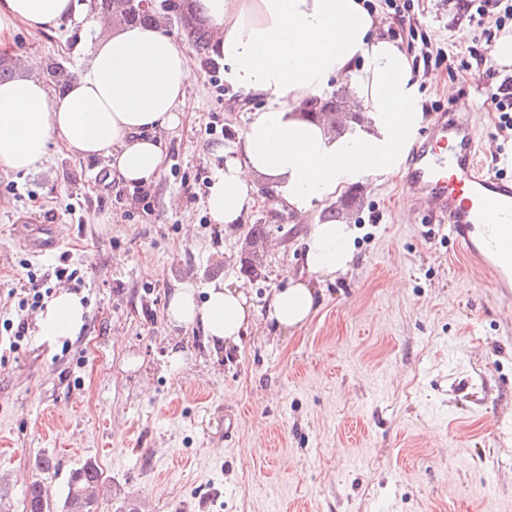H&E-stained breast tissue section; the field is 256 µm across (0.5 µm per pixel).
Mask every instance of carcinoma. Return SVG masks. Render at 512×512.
Masks as SVG:
<instances>
[{"instance_id":"cac0c4a2","label":"carcinoma","mask_w":512,"mask_h":512,"mask_svg":"<svg viewBox=\"0 0 512 512\" xmlns=\"http://www.w3.org/2000/svg\"><path fill=\"white\" fill-rule=\"evenodd\" d=\"M140 0H90L91 9L112 18V25L166 24L171 16L179 18L182 33L198 53L208 50L211 32L197 15L183 12V0H170L163 11H145ZM307 113L347 111L344 91L338 90L329 98L312 99L305 103ZM102 485V473L96 463L88 461L72 471L67 480V493L62 506L54 504L44 482L34 480L25 493V512H97L98 491Z\"/></svg>"}]
</instances>
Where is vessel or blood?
<instances>
[{
	"instance_id": "b4317fda",
	"label": "vessel or blood",
	"mask_w": 512,
	"mask_h": 512,
	"mask_svg": "<svg viewBox=\"0 0 512 512\" xmlns=\"http://www.w3.org/2000/svg\"><path fill=\"white\" fill-rule=\"evenodd\" d=\"M475 109L467 97L454 111L438 113L430 134L414 142L407 154L404 185L421 195L433 223L451 226L473 264L506 288L512 286V182L482 168L480 138L472 121ZM480 224L495 227L496 253L476 243L473 231ZM13 238L37 256L60 245L52 224H17Z\"/></svg>"
}]
</instances>
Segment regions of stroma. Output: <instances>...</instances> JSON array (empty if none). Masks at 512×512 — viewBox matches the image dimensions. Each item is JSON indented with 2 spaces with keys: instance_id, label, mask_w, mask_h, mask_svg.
<instances>
[{
  "instance_id": "obj_1",
  "label": "stroma",
  "mask_w": 512,
  "mask_h": 512,
  "mask_svg": "<svg viewBox=\"0 0 512 512\" xmlns=\"http://www.w3.org/2000/svg\"><path fill=\"white\" fill-rule=\"evenodd\" d=\"M371 3L384 35L413 59L420 134L456 98L482 94L485 169L512 179V139L496 138L492 88L467 53L496 44L512 23L487 30L461 18L458 0H414V39L394 32L384 0ZM90 15L89 0H78L55 32L21 36L19 46L82 69L96 40ZM425 36L451 47V59L423 63ZM189 58L198 81L181 126L164 137L165 169L148 199L109 176L103 159L55 148L37 173L0 175V321L16 315L8 289L59 259L15 243L19 218L56 225L88 309L78 336L31 330L17 351L0 350V483L13 512L38 478L61 501L70 472L89 460L104 481L97 512H512L505 290L471 266L449 225L408 205L397 174L357 189L345 208L335 199L301 214L270 193L237 227L212 224L203 201L214 152L235 150L248 115L210 81L221 69L214 56ZM336 207L357 227L356 263L314 281L322 304L308 323L273 337L259 319L216 353L197 331L168 325L169 297L186 282H224L266 309L284 271H304V240ZM255 224L268 242L259 278L243 271ZM172 344L184 352L177 367L166 357ZM220 409L240 414L229 443L211 436ZM43 456L56 471L39 473Z\"/></svg>"
}]
</instances>
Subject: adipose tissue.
<instances>
[{
    "instance_id": "1",
    "label": "adipose tissue",
    "mask_w": 512,
    "mask_h": 512,
    "mask_svg": "<svg viewBox=\"0 0 512 512\" xmlns=\"http://www.w3.org/2000/svg\"><path fill=\"white\" fill-rule=\"evenodd\" d=\"M216 34L224 84L248 107L233 155L217 168L205 198L212 223H240L260 193L258 180L289 208L304 213L373 176L396 174L423 123L412 60L364 0H198ZM77 11V0H0V54L19 58L22 73L0 83V173L40 170L51 148L108 159L119 181L147 186L165 168L159 134L181 125L187 92L198 74L183 45L162 28L106 29L89 66L50 89L43 61L21 52L19 32H50ZM344 82L364 113L351 132L331 138L322 123L303 119L301 104ZM355 225L326 220L305 239L307 278L286 274L272 292L266 330L304 325L317 312L310 276L335 278L355 260ZM87 309L60 289L36 318L40 335H77ZM171 325L200 328L211 346L239 344L256 318L246 292L224 283L205 291L185 283L167 308Z\"/></svg>"
}]
</instances>
